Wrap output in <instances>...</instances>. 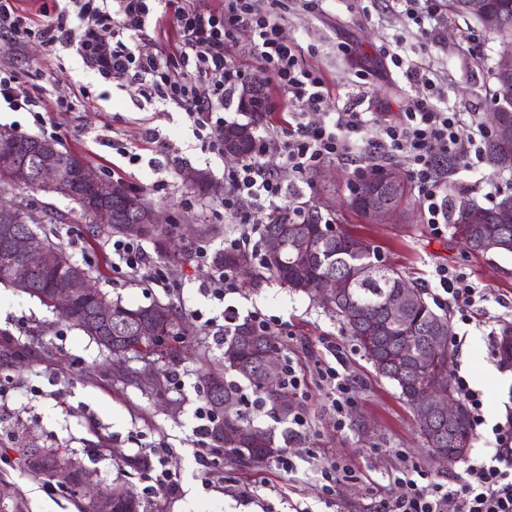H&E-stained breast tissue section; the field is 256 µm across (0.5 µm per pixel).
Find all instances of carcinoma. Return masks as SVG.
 Returning <instances> with one entry per match:
<instances>
[{
	"instance_id": "cac0c4a2",
	"label": "carcinoma",
	"mask_w": 512,
	"mask_h": 512,
	"mask_svg": "<svg viewBox=\"0 0 512 512\" xmlns=\"http://www.w3.org/2000/svg\"><path fill=\"white\" fill-rule=\"evenodd\" d=\"M489 12L509 22L507 42L512 44V0H483ZM254 128L249 125L224 128V139L239 141L242 158L252 154ZM8 140L19 148L41 145L51 151L54 162L74 171L86 165L78 153L62 149L54 139L21 136L10 128L0 127V140ZM489 163L497 168L512 169V142L505 145L495 136L487 144ZM394 178L390 186L374 191L373 187L360 176L348 185L346 205L359 217L366 220V200L377 196L390 203L391 208L402 206L408 195V178L402 170L388 166L381 167ZM121 194L118 223L111 226L114 233H124L123 225L143 221L146 212L153 208L146 193L119 181ZM88 187L82 182L73 183L62 197L79 208L86 221L95 223V215L85 198ZM509 211L512 216V194L503 195L491 208H482L468 201H460L451 207L449 223L456 228L472 211L482 214L478 224L468 225L469 231L462 239L471 251L486 253L485 241L497 239L492 252L512 255V221L504 223L500 215ZM46 219L36 221L26 213L0 210V236L18 226L31 229L43 239L46 248L52 253L55 265L51 267L33 263L27 280L14 282L10 276L0 275V284L16 289L33 298H41L51 282L75 274L76 271L90 276V268L72 260L66 245L55 233L43 231V224L60 223L64 215L53 208L44 209ZM261 258L259 269L246 285L255 286L265 279H273L294 292H307L305 283L335 275L347 285L337 300L323 303V306L336 314L345 331L356 342L363 355L373 364L377 373L393 382L400 390V396L407 404H412L426 383L443 380L453 381L450 369L451 354L448 353V337L452 326L447 311L437 312L429 303L427 291L412 287L417 300L411 303L398 322L389 320V305L400 297L401 286L407 284L403 275L393 266L380 262L379 256L370 244L364 242L355 250L349 242L353 237L345 232L332 230V225L324 223V215L315 205L305 210L296 208L293 203L285 204L270 213L261 225ZM299 236L311 237V247L304 253L293 250L290 240ZM252 258L249 252L226 248L214 256V264L226 270L238 267ZM373 270L375 274L366 276ZM112 310V348L109 354L120 359L130 355L145 361L174 363L180 354V344L184 343L190 331L181 310L172 303H153L136 308L127 307L119 301H109ZM98 308V299L88 297L80 302L70 314L69 321L83 333L96 340L99 335L89 328V317ZM155 309L165 311L163 323L165 331L138 330L135 318ZM436 331L445 342L438 351H432L428 361L421 356L431 351L430 332ZM276 349L266 333L257 330L248 322L237 325L230 334L224 336V359L216 366L204 369V399L212 419L208 427L211 447L216 453H224V459L238 466H247L279 456L284 448L275 436L256 427L240 408L241 397L236 379H244L258 392L263 402L271 406V413L279 420L286 421L294 415L291 402L281 401L286 395L283 372H278L273 380L264 375V359L268 352ZM462 417L453 426V433L472 443L474 433L470 423V413L466 403H461ZM419 436L427 452L439 448L448 457L455 455V447L448 440V418L424 407L416 414ZM24 464L32 472L52 476L55 467L64 461L56 448H28L23 452ZM113 508L116 512H147L141 501L125 500V486L112 487ZM0 512H28L26 502L12 484L0 481Z\"/></svg>"
}]
</instances>
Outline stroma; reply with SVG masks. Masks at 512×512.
Segmentation results:
<instances>
[{
	"instance_id": "stroma-1",
	"label": "stroma",
	"mask_w": 512,
	"mask_h": 512,
	"mask_svg": "<svg viewBox=\"0 0 512 512\" xmlns=\"http://www.w3.org/2000/svg\"><path fill=\"white\" fill-rule=\"evenodd\" d=\"M281 25L289 42L299 44L309 64L330 86L325 111L368 100L373 104L374 128H382L403 111L410 98L425 95L424 87L408 79L406 68L429 73L445 95L449 107L459 112V133L469 136L474 123L483 121L492 107L493 70L498 61L497 43L475 21L451 14L447 0H440L433 22L417 25L402 12L399 0H284ZM398 50L403 67H396L389 53ZM0 66L17 71L27 84L47 89L52 105L49 120L37 127L31 114L0 106V126L23 136L44 135L83 155L99 174L145 190L163 211L175 258L163 259L171 289L150 285L117 274L112 257L102 244L113 233L106 226H91L61 197L26 191L20 198L30 210L45 205L65 217L54 225L78 264L98 269L97 286L109 298L131 306L174 302L183 313L200 310L202 320L192 319L194 331L174 369L181 386L167 382L171 367L158 363L154 384L127 381L128 372L145 373L146 361L124 359L114 364L109 353L68 321L60 319L38 299L0 284V480L13 483L29 512H78L65 490H46V480L31 475L19 459L22 448H57L75 459L104 488L124 481L153 512H382L384 502L402 492L387 474L400 458L417 463L429 481L448 484L463 472L465 462L448 465L425 456L415 431L411 408L399 389L378 375L336 316L303 293H294L269 281L255 290L237 289L217 302L199 288L211 267L194 264L192 245L207 241L212 251L224 249L238 235V226L225 214L222 201L183 184L180 173L195 169L215 185H223L227 160L202 152L185 114L178 109L145 100L133 87L105 83L95 78L73 52L62 54L61 67L46 65L41 46L22 50L0 45ZM376 70L372 83L358 79L362 69ZM87 87V107L73 106L80 87ZM115 138L139 145L144 129L152 128L172 144L170 153L142 151L139 164H129L115 151L95 144L102 127ZM268 169L288 192H299L311 204L331 205L336 230L366 241L380 259L397 268L405 278L425 288L430 301L448 310L454 333L452 368L489 401L486 423L475 438L470 456L487 458L492 449L485 439L512 414V368L494 355L488 334L512 336V256L471 253L451 231L435 234L410 195V214L393 224H371L344 205L348 194L342 180L319 178L310 171L298 181L282 154L266 156ZM447 201H471L492 207L487 194L512 193V170L483 165L480 174L445 173ZM445 267L458 275L461 285L483 288L486 295L463 323L458 305L444 292L436 275ZM234 306L239 320L258 311L276 318L280 359H292L306 383L307 398L295 401L296 413L307 420L302 430L281 423L259 396L242 384L244 406L255 426L274 435H287L286 452L293 471L278 469L275 461L242 467L218 465L203 486L193 455L197 410L203 406L198 370L203 361L223 358L218 336L224 306ZM327 364L348 375L351 400L346 426L337 430L332 408L335 394L318 376ZM165 449V467L178 475L180 487L169 494L151 486L142 476L126 477L124 461L152 449ZM354 467L358 480L337 482L326 492L321 475L327 462ZM257 489L245 491L246 482Z\"/></svg>"
}]
</instances>
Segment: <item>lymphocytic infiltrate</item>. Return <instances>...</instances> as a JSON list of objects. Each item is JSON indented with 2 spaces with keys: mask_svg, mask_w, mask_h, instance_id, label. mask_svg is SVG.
Here are the masks:
<instances>
[{
  "mask_svg": "<svg viewBox=\"0 0 512 512\" xmlns=\"http://www.w3.org/2000/svg\"><path fill=\"white\" fill-rule=\"evenodd\" d=\"M282 5L283 0H224L221 9L211 10L187 0H64L41 5L34 17L20 0H0V41L12 49L39 44L50 63L58 61L60 51H73L95 77L134 85L144 98L183 111L201 151L220 155L224 145L217 132L228 123L227 110L277 109L267 96L246 103L235 100L251 76L228 59L225 47L239 28H249L259 73L295 111L286 135H257L253 156L224 173V210L240 226L232 244L243 249L257 212L279 208L285 195L281 181L265 167L264 156L282 152L291 171L304 176L326 160L353 154L360 137L369 132L367 113L353 107L327 120H308V112L323 109L327 84L285 39L277 15ZM162 18L169 19L175 42L143 50L153 35V22ZM0 100L13 110L30 112L39 126L50 104L10 69H0ZM459 123L457 112L416 97L374 139L375 145L408 163L426 222L437 232L448 222L438 159L462 160L469 166L484 160L485 132L461 139ZM109 248L113 271L168 287L167 277L141 242L118 239ZM494 434V454L469 463L456 486L420 484L418 465L400 467L405 491L388 503L387 512H512V415L496 424Z\"/></svg>",
  "mask_w": 512,
  "mask_h": 512,
  "instance_id": "obj_1",
  "label": "lymphocytic infiltrate"
}]
</instances>
